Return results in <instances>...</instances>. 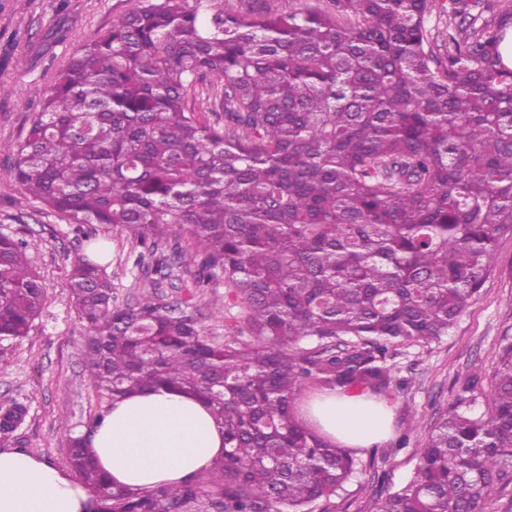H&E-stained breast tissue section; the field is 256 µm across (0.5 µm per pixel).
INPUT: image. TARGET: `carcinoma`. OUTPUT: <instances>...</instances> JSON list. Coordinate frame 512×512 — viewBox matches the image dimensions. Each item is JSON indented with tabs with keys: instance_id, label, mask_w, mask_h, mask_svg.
Segmentation results:
<instances>
[{
	"instance_id": "1",
	"label": "carcinoma",
	"mask_w": 512,
	"mask_h": 512,
	"mask_svg": "<svg viewBox=\"0 0 512 512\" xmlns=\"http://www.w3.org/2000/svg\"><path fill=\"white\" fill-rule=\"evenodd\" d=\"M247 2L243 17L230 0H137L73 54L15 151L10 175L39 208L85 237L119 227L146 250L135 265L152 258L122 306L104 265L71 263L93 386L113 401L171 386L224 428L207 474L141 491L96 465L98 414L68 440L88 512H312L356 459L298 418L299 390L404 388L395 347L448 335L512 237V0H449L440 39L436 0ZM207 85L220 102L188 106ZM176 224L188 237L168 255ZM26 250L0 232V343L28 336L46 303ZM186 257L194 287L229 288L252 341H215L196 306L166 298ZM478 379L377 512H485L512 484V338L483 408ZM26 414L1 406L0 434Z\"/></svg>"
}]
</instances>
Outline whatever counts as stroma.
I'll use <instances>...</instances> for the list:
<instances>
[{
    "mask_svg": "<svg viewBox=\"0 0 512 512\" xmlns=\"http://www.w3.org/2000/svg\"><path fill=\"white\" fill-rule=\"evenodd\" d=\"M136 0H0V232L27 241V253L47 292L44 310L25 339L0 345V400L18 398L27 417L0 450L19 448L67 468V438L85 432L94 416L109 405L87 376L86 332L71 302L69 265L87 251L88 241L54 213L28 202L10 176L17 144L40 110L42 90L50 85L82 45L97 39L115 17ZM98 241L108 246L107 271L118 303L133 302L143 280L135 268L128 233L99 227ZM496 270L459 317L448 336L427 344L401 346L391 361L406 389L389 398L392 431L383 442L354 451L356 470L340 495L314 505V512H376L381 494L404 485L423 445L421 431H407L404 410L430 423L445 408L473 366H481V390H489L503 337L512 336V239H502ZM170 300L189 299L203 314L207 333L223 339L228 332V290L223 284L196 292L170 288Z\"/></svg>",
    "mask_w": 512,
    "mask_h": 512,
    "instance_id": "35a3bbf8",
    "label": "stroma"
}]
</instances>
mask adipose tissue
Instances as JSON below:
<instances>
[{
  "instance_id": "obj_1",
  "label": "adipose tissue",
  "mask_w": 512,
  "mask_h": 512,
  "mask_svg": "<svg viewBox=\"0 0 512 512\" xmlns=\"http://www.w3.org/2000/svg\"><path fill=\"white\" fill-rule=\"evenodd\" d=\"M309 415L329 438L368 448L389 430L385 403L365 394H321ZM99 466L114 483L151 490L205 473L224 454V430L210 406L171 388L113 402L91 434ZM88 490L45 458L0 451V512H86Z\"/></svg>"
}]
</instances>
